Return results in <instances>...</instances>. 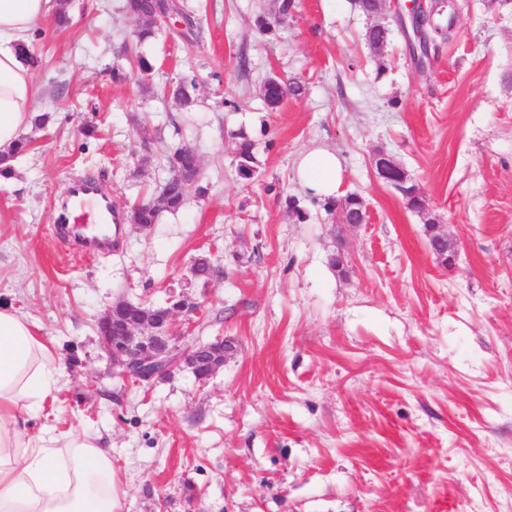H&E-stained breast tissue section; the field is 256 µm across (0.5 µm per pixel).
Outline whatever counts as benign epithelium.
Wrapping results in <instances>:
<instances>
[{
  "mask_svg": "<svg viewBox=\"0 0 512 512\" xmlns=\"http://www.w3.org/2000/svg\"><path fill=\"white\" fill-rule=\"evenodd\" d=\"M378 176L402 194L417 198L419 193L407 187L405 170L394 159L379 152L373 157ZM339 221L350 226L368 223V209L361 199L349 197L340 212ZM212 272L202 282L194 278L170 289L165 305L155 311H147L144 304L134 308L125 300L112 303L100 318L99 343L107 353L113 374L124 380L138 383L151 382L169 375L182 367L191 369L199 381L210 379L224 366V337L202 342L190 338L189 331L181 328L200 315L207 288L223 277L224 267L211 265ZM200 289V293L193 289Z\"/></svg>",
  "mask_w": 512,
  "mask_h": 512,
  "instance_id": "1",
  "label": "benign epithelium"
}]
</instances>
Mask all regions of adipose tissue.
I'll return each instance as SVG.
<instances>
[{
    "label": "adipose tissue",
    "instance_id": "obj_1",
    "mask_svg": "<svg viewBox=\"0 0 512 512\" xmlns=\"http://www.w3.org/2000/svg\"><path fill=\"white\" fill-rule=\"evenodd\" d=\"M51 10V0H0V151L30 121L33 74L20 49ZM300 176L329 198L341 182L340 163L332 152H317L302 161ZM59 375L60 361L34 323L0 305V512H120L112 451L99 438L60 435L48 423L29 431Z\"/></svg>",
    "mask_w": 512,
    "mask_h": 512
}]
</instances>
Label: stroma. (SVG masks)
<instances>
[{
    "label": "stroma",
    "mask_w": 512,
    "mask_h": 512,
    "mask_svg": "<svg viewBox=\"0 0 512 512\" xmlns=\"http://www.w3.org/2000/svg\"><path fill=\"white\" fill-rule=\"evenodd\" d=\"M422 2V59L394 7L372 19L352 0H294L269 36L256 20L279 0H185L195 37L157 30L147 76L123 54L140 23L122 0H71L68 26L32 31L48 122L24 129L32 144L0 178V302L60 358L44 403L57 433L111 445L121 512H512V0ZM375 22L390 30L378 52ZM272 75L303 95L270 108ZM185 77L191 113L167 93ZM182 146L206 197L147 231L119 224L109 251L73 248L57 224L71 183L98 177L124 211L158 196L160 153ZM324 150L341 164L336 203L363 199L367 223H339L302 183L303 158ZM380 151L424 211L378 177ZM430 218L452 264L429 247ZM203 255L224 278L192 333L232 343L223 367L204 383L186 368L113 376L106 308L164 304ZM236 138L239 139L236 145V171L239 177L243 179H251L256 169L255 164V144L249 140L244 133L237 134Z\"/></svg>",
    "instance_id": "35a3bbf8"
}]
</instances>
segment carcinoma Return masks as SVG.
Instances as JSON below:
<instances>
[{"label": "carcinoma", "instance_id": "1", "mask_svg": "<svg viewBox=\"0 0 512 512\" xmlns=\"http://www.w3.org/2000/svg\"><path fill=\"white\" fill-rule=\"evenodd\" d=\"M122 9L130 17L145 20L142 29L138 32V41L143 42L151 37L152 22L149 16L159 19H171L181 15L182 8L178 3H161L159 0H124ZM195 79L183 78L173 89L174 96L180 100L181 105L189 109L194 103L190 88L194 87ZM268 92L265 95L267 105L274 109L288 97L302 94V87L295 83L282 81L272 77L266 81ZM236 145V171L239 177L250 179L256 169L254 143L244 134H237ZM29 142L22 139L18 144L0 153V176H10L13 173V163L17 157L27 151ZM169 176L164 184L161 194L155 200L142 201L127 210L125 220L130 224L146 225L148 227L157 223L160 213L177 212L192 194L204 197L208 187L200 179V164L198 155L194 150L181 147L165 156Z\"/></svg>", "mask_w": 512, "mask_h": 512}]
</instances>
